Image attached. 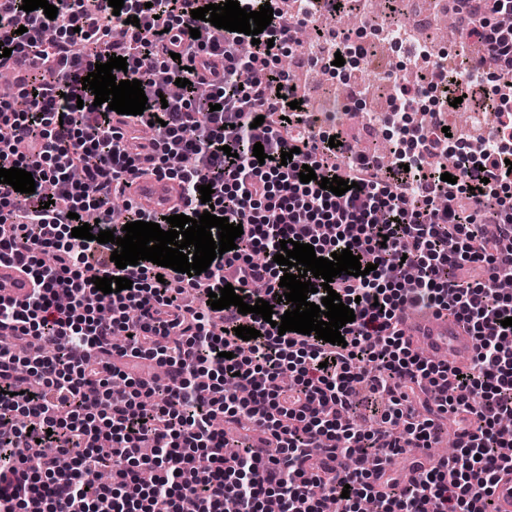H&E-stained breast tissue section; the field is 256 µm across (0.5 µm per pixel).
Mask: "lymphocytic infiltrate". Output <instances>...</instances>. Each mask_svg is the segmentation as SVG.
Listing matches in <instances>:
<instances>
[{
	"label": "lymphocytic infiltrate",
	"instance_id": "lymphocytic-infiltrate-1",
	"mask_svg": "<svg viewBox=\"0 0 512 512\" xmlns=\"http://www.w3.org/2000/svg\"><path fill=\"white\" fill-rule=\"evenodd\" d=\"M48 2L56 18L0 0V50L11 51L0 71L19 75L16 98L0 102V168L31 172L37 185L25 194L0 184V209L23 210L0 237V262L35 283L23 300L0 302V334L41 344L34 356L0 349V419L10 424L0 434V512H224L228 499L240 512H322L327 497L340 512H360L368 499L379 512H434V503L435 512H499L494 491L512 472V434L500 426L512 419V350L503 345L512 327L502 324L512 295L492 284L512 278V249L503 246L512 240L503 198L512 188V29L494 18L512 12V0H450L465 38L453 74H440L434 88L453 77L472 89L496 76L505 90L485 105L496 115L489 148L458 155L449 183L430 153L436 127L407 121L419 87L394 82L387 166L352 142L331 147L330 131L291 108L303 95L276 62L313 22L316 0L292 12L278 0H238L250 11L273 7L255 39L192 18L225 0H124L117 12L97 0L92 14L82 0ZM118 56L128 66L117 80L142 83L143 114L95 105L82 86L96 64ZM179 78L180 96H167ZM158 119V137L140 141V126ZM289 149L292 161L281 164ZM189 154L196 163L187 168ZM306 165L317 178L304 183ZM142 172L175 181L193 218L206 206L199 186H211L214 215L243 227L235 249L207 272L162 282L161 266L147 260L122 270L96 263L115 246L72 237L78 216L94 211L109 223L113 197ZM333 176L351 189H321L320 178ZM288 239L323 258L348 248L373 264L368 275L333 279L355 314L341 329L345 345L275 329L291 307L279 285L288 268L274 260ZM104 276L132 286L103 293L93 280ZM260 280L259 295L252 285ZM227 284L248 304L272 303L271 321L233 305L218 312L224 333L211 331L184 294ZM409 307L461 322L474 338L472 362L451 367L416 352L400 327ZM239 326L260 335L243 340ZM155 365L166 381L150 375ZM363 381L392 404L381 427L350 417V389ZM219 412L231 424L247 418L265 447H232L212 427ZM437 412L456 418L455 452L416 463L411 481L395 480L389 466L401 449L437 441ZM63 456L69 469L58 466ZM102 469L111 483L96 481ZM146 469L153 482H142Z\"/></svg>",
	"mask_w": 512,
	"mask_h": 512
}]
</instances>
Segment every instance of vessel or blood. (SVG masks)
I'll list each match as a JSON object with an SVG mask.
<instances>
[{
    "instance_id": "obj_1",
    "label": "vessel or blood",
    "mask_w": 512,
    "mask_h": 512,
    "mask_svg": "<svg viewBox=\"0 0 512 512\" xmlns=\"http://www.w3.org/2000/svg\"><path fill=\"white\" fill-rule=\"evenodd\" d=\"M174 182L156 175L140 176L135 184V198L147 213L166 211L177 199ZM34 286L21 267L12 263L0 264V300L13 302L24 299ZM406 330L425 349L427 355L451 364L459 363L473 351V338L461 324L444 313H416L405 322Z\"/></svg>"
}]
</instances>
